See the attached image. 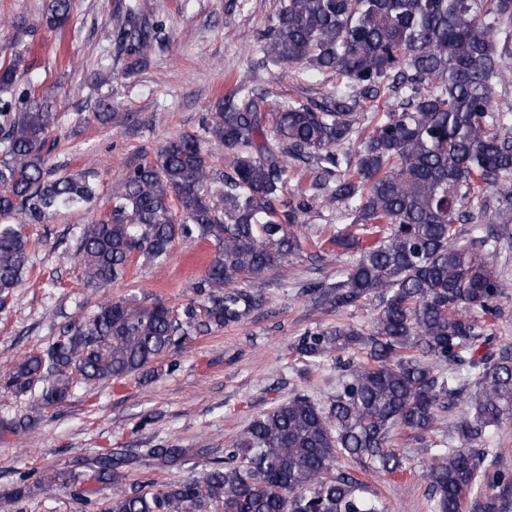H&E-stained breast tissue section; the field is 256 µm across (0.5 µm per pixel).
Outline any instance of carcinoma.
Listing matches in <instances>:
<instances>
[{
	"instance_id": "1",
	"label": "carcinoma",
	"mask_w": 512,
	"mask_h": 512,
	"mask_svg": "<svg viewBox=\"0 0 512 512\" xmlns=\"http://www.w3.org/2000/svg\"><path fill=\"white\" fill-rule=\"evenodd\" d=\"M72 0H50L45 24L70 22ZM157 39L128 4L116 41L142 54ZM512 0H281L259 52L268 68L329 72L333 98L314 106L266 107L263 94L239 87L202 124L228 156L216 168L200 139L169 141L134 167L112 205L81 227L73 258L89 286L122 278L134 256L164 265L175 241L208 243L213 253L195 286L200 302L181 312L159 301H109L66 322L48 348L24 354L6 387L52 407L77 388L144 373L190 336L244 322L263 305L238 288L243 275L280 269L301 250V216L316 202L341 206L350 223L328 242L359 253L343 276L306 288L312 306L338 311L376 300L368 329L350 323L309 330L292 347L297 360L343 363L325 403L297 392L253 418L208 468L183 481L120 489L101 512H389L378 494L349 473L347 459L378 472L403 469L393 448L409 431L430 456L431 512H460L493 449L486 435L512 420V355L491 348L490 320L508 287L502 250L512 247V111L495 103L512 81ZM15 51L0 63V308L32 268L25 231L48 214L91 202L97 184L85 172L51 177L46 161L59 112L31 84ZM383 101L370 118L362 99ZM356 143L355 156L338 152ZM309 170L308 189L286 190L288 169ZM493 189L487 230L466 232L465 208ZM21 214L24 221L11 223ZM377 238L360 247L351 228ZM475 312L479 317H470ZM465 409L431 441L442 413ZM1 429L32 430L22 416ZM188 449L148 448L142 455L106 448L78 458L96 481L112 484L142 458L158 470L181 466Z\"/></svg>"
}]
</instances>
